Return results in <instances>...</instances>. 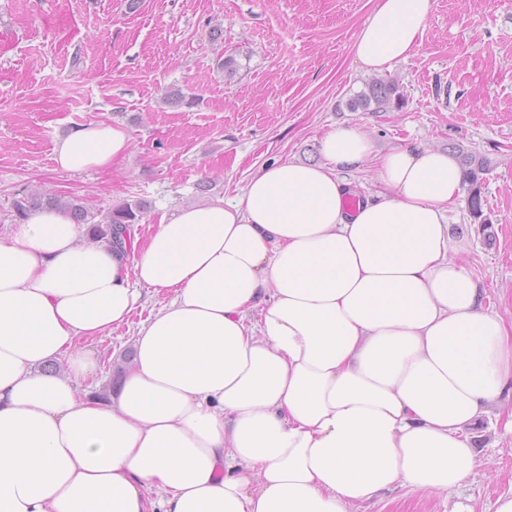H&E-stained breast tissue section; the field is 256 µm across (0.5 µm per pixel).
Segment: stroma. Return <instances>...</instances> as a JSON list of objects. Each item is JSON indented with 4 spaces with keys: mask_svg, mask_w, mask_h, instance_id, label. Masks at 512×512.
Returning a JSON list of instances; mask_svg holds the SVG:
<instances>
[{
    "mask_svg": "<svg viewBox=\"0 0 512 512\" xmlns=\"http://www.w3.org/2000/svg\"><path fill=\"white\" fill-rule=\"evenodd\" d=\"M375 0H0V236L16 222L18 190L80 198L90 211L144 199L133 235L161 214L234 198L274 160L316 163L332 126L362 125L376 150L402 143L466 144L491 169L480 186L482 219L468 205L453 237L512 322V0H435L423 41L386 70L402 107L352 112L369 77L350 45ZM234 58L227 73L220 55ZM181 91V102L165 93ZM122 125L131 149L112 171L56 170L54 141L68 128ZM144 289L128 324L96 340L95 394L129 370L133 338L156 307ZM478 460L450 498L394 487L354 512H447L449 502L495 512L512 494V433L496 413L472 428Z\"/></svg>",
    "mask_w": 512,
    "mask_h": 512,
    "instance_id": "1",
    "label": "stroma"
}]
</instances>
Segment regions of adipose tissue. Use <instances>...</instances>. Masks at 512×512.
Returning <instances> with one entry per match:
<instances>
[{"mask_svg":"<svg viewBox=\"0 0 512 512\" xmlns=\"http://www.w3.org/2000/svg\"><path fill=\"white\" fill-rule=\"evenodd\" d=\"M434 0H377L352 43L381 73L420 46ZM321 162L262 166L234 199L161 216L117 251L61 210L0 239V512H349L393 487L448 493L469 429L512 402V328L452 256L463 174L449 151L375 150L359 125ZM131 148L69 128L57 170ZM379 188L349 211L348 175ZM167 294L116 397L84 385L90 345ZM65 373H45L51 359Z\"/></svg>","mask_w":512,"mask_h":512,"instance_id":"adipose-tissue-1","label":"adipose tissue"}]
</instances>
